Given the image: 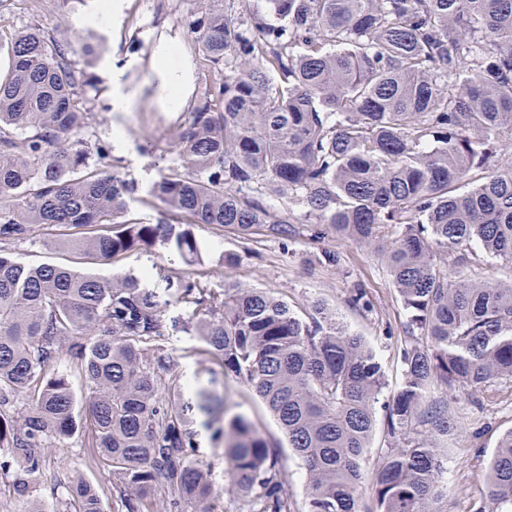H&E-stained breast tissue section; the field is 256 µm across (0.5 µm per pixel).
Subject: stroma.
Wrapping results in <instances>:
<instances>
[{
  "label": "stroma",
  "mask_w": 512,
  "mask_h": 512,
  "mask_svg": "<svg viewBox=\"0 0 512 512\" xmlns=\"http://www.w3.org/2000/svg\"><path fill=\"white\" fill-rule=\"evenodd\" d=\"M124 4L119 25L94 26L104 40L105 51L87 68L93 80L86 87L81 104L93 113L102 139L111 138L113 124L123 125L133 144L132 152L123 158V171L146 187L180 163L174 134L177 115L159 108L147 87L153 79L150 55L156 36L162 32L181 46H188L181 21L193 8L194 0H124ZM93 9L94 0H0V67L8 63L6 51L14 34L33 22L60 41L78 46L86 28L76 25L75 20ZM116 65L125 68L127 81L136 92L131 109L123 114L112 112L109 107L112 68ZM192 231L201 248L202 280L207 287L240 284L257 288L285 300L300 315L310 311L313 301H325L353 333L377 351L386 371L381 400H392L402 378L400 354L406 316L381 258L333 234L315 240L307 232H300L286 250L277 240L261 235L243 240L232 230L222 231L206 224L194 225ZM64 235V230L37 226L27 240L15 243L10 251L28 263L71 264L107 278L144 266L175 277L187 270L179 257L160 247L149 253L118 255L107 264L67 249L47 247L48 239ZM325 249L339 254L337 267L317 264L316 255ZM228 255L235 256L234 265H225ZM358 288L366 292L369 307L348 306L350 294ZM223 393L229 413L247 416L266 437L283 445L285 437L278 423L252 389L229 376L224 380ZM451 415L459 424L458 430L437 442L448 458V512H474L486 498L488 465L498 439L512 429V382H498L477 405L469 397H459L451 406ZM90 442V436L84 435L53 444L44 468L33 477L26 498L9 497V480L0 478V512H30L37 504L52 512L58 493L55 476L62 469L99 486L104 492L105 512H112V474L105 466L88 463ZM280 464L288 474L290 496L296 504H303L306 474L284 445Z\"/></svg>",
  "instance_id": "1"
}]
</instances>
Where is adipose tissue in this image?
<instances>
[{
  "instance_id": "obj_1",
  "label": "adipose tissue",
  "mask_w": 512,
  "mask_h": 512,
  "mask_svg": "<svg viewBox=\"0 0 512 512\" xmlns=\"http://www.w3.org/2000/svg\"><path fill=\"white\" fill-rule=\"evenodd\" d=\"M151 70L156 102L171 111L182 108L191 91L192 74L177 44L158 43L152 53Z\"/></svg>"
}]
</instances>
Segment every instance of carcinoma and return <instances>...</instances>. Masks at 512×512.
<instances>
[{"instance_id": "cac0c4a2", "label": "carcinoma", "mask_w": 512, "mask_h": 512, "mask_svg": "<svg viewBox=\"0 0 512 512\" xmlns=\"http://www.w3.org/2000/svg\"><path fill=\"white\" fill-rule=\"evenodd\" d=\"M196 0L187 35L207 77L178 116L179 168L148 195L155 223L126 219L136 182L79 106L90 82L74 52L36 23L0 72V472L26 492L45 449L87 432L110 468L117 512H213L209 467L194 458L195 416L224 447L229 491L247 512H447V458L462 390L512 380V280L475 273L474 248L512 264V0ZM102 38L80 45L97 58ZM381 255L407 316L402 381L384 405L398 440L361 505L362 460L377 429L383 363L324 304L306 318L255 288L214 290L144 267L112 281L21 261L9 245L36 224L71 230L101 261L160 244L203 263L193 224L259 230L283 247L297 212ZM204 342L253 389L307 476L303 508L286 488L280 445L228 415L206 381L172 370L169 344ZM85 380L76 411L63 356ZM445 388L442 397L431 387ZM31 407L9 413L14 398ZM60 512H103L102 491L64 474ZM477 512H512V429L489 463Z\"/></svg>"}]
</instances>
